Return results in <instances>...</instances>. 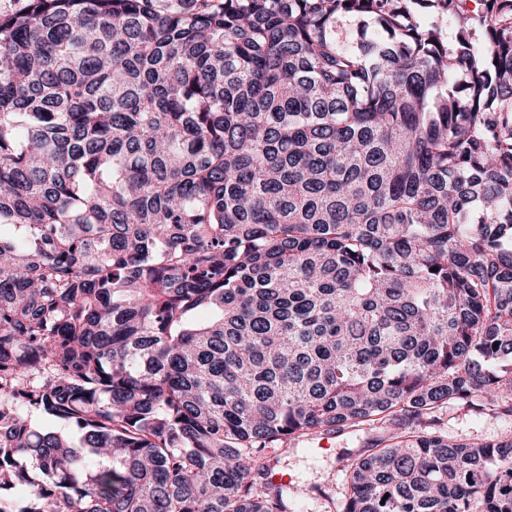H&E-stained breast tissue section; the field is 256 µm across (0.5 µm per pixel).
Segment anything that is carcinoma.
I'll use <instances>...</instances> for the list:
<instances>
[{"mask_svg":"<svg viewBox=\"0 0 512 512\" xmlns=\"http://www.w3.org/2000/svg\"><path fill=\"white\" fill-rule=\"evenodd\" d=\"M483 2L0 16V512H288L257 458L349 429L342 512H512V437L439 417L512 418V0ZM443 421L448 437L463 439H491L508 435L512 430V422L487 417L482 420L473 419L458 406H449L443 410Z\"/></svg>","mask_w":512,"mask_h":512,"instance_id":"cac0c4a2","label":"carcinoma"}]
</instances>
